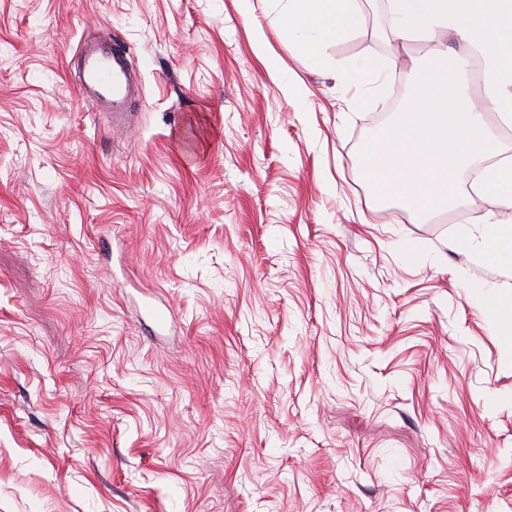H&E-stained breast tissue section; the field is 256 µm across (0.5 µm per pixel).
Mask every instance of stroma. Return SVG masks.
Segmentation results:
<instances>
[{"instance_id": "obj_1", "label": "stroma", "mask_w": 512, "mask_h": 512, "mask_svg": "<svg viewBox=\"0 0 512 512\" xmlns=\"http://www.w3.org/2000/svg\"><path fill=\"white\" fill-rule=\"evenodd\" d=\"M281 8L0 0V512H512V269L362 170L431 45L361 0L315 64ZM99 36L121 127L74 87Z\"/></svg>"}]
</instances>
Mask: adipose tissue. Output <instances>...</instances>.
Returning <instances> with one entry per match:
<instances>
[{"mask_svg":"<svg viewBox=\"0 0 512 512\" xmlns=\"http://www.w3.org/2000/svg\"><path fill=\"white\" fill-rule=\"evenodd\" d=\"M390 30L400 41L424 35L435 44L428 74L391 129L364 150L363 172L382 196H399L408 213L461 209L457 189L468 167L479 166L481 192L512 208V156L505 154L486 114L512 125V0H388ZM276 25L313 61L362 23L358 0H286ZM461 44L449 51L447 40ZM485 74L484 96L469 93L473 65ZM484 263L512 268V225L484 218Z\"/></svg>","mask_w":512,"mask_h":512,"instance_id":"adipose-tissue-1","label":"adipose tissue"}]
</instances>
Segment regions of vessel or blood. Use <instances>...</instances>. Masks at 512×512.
Returning <instances> with one entry per match:
<instances>
[{
	"label": "vessel or blood",
	"mask_w": 512,
	"mask_h": 512,
	"mask_svg": "<svg viewBox=\"0 0 512 512\" xmlns=\"http://www.w3.org/2000/svg\"><path fill=\"white\" fill-rule=\"evenodd\" d=\"M83 76L78 88L80 97L92 98L111 105L120 112L125 104L133 78L121 51L109 42L83 43Z\"/></svg>",
	"instance_id": "1"
}]
</instances>
